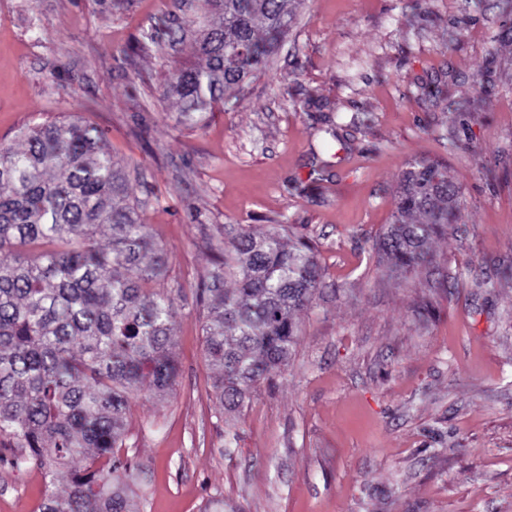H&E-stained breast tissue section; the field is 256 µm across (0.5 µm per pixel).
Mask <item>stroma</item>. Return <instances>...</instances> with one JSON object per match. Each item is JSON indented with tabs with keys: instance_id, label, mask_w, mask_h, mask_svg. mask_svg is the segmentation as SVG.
Wrapping results in <instances>:
<instances>
[{
	"instance_id": "stroma-1",
	"label": "stroma",
	"mask_w": 512,
	"mask_h": 512,
	"mask_svg": "<svg viewBox=\"0 0 512 512\" xmlns=\"http://www.w3.org/2000/svg\"><path fill=\"white\" fill-rule=\"evenodd\" d=\"M200 8L0 0V146L70 115L99 127L167 255L179 376L130 402L132 512H512V0H301L266 68L189 126L166 82ZM162 17L183 40L134 54ZM422 159L460 220L403 276L379 236ZM278 222L321 288L287 367L228 412L197 290L214 245ZM64 489L0 447V512Z\"/></svg>"
}]
</instances>
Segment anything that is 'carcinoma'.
Listing matches in <instances>:
<instances>
[{"instance_id": "cac0c4a2", "label": "carcinoma", "mask_w": 512, "mask_h": 512, "mask_svg": "<svg viewBox=\"0 0 512 512\" xmlns=\"http://www.w3.org/2000/svg\"><path fill=\"white\" fill-rule=\"evenodd\" d=\"M201 2L198 62L166 85L191 126L265 66L288 36L296 0ZM19 136L25 148H0V252L22 250L0 261V445L18 470L67 475L65 492L47 494L39 512H132L136 474L112 449L144 382L164 392L176 380L167 258L101 130L65 118ZM54 169L63 177H50ZM457 200L442 164H409L380 240L396 272L432 262L429 241L459 222ZM103 226L107 249L97 239ZM287 235L283 224L259 237L238 231L200 297L204 354L225 408L241 407L287 366L296 312L320 286L313 248L287 245ZM228 277L238 281L233 292Z\"/></svg>"}]
</instances>
